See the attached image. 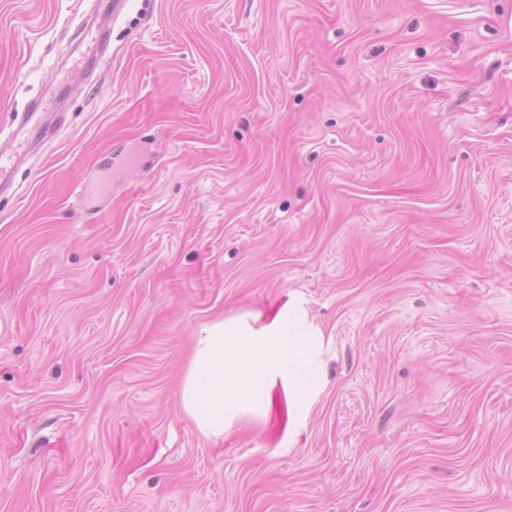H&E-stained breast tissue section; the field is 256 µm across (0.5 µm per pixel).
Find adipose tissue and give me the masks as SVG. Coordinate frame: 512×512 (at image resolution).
<instances>
[{
  "label": "adipose tissue",
  "instance_id": "adipose-tissue-1",
  "mask_svg": "<svg viewBox=\"0 0 512 512\" xmlns=\"http://www.w3.org/2000/svg\"><path fill=\"white\" fill-rule=\"evenodd\" d=\"M308 355L304 332L285 314L253 334L239 321L217 322L197 339L181 390L182 408L208 438L224 435L244 417L269 420L278 388L289 413H300Z\"/></svg>",
  "mask_w": 512,
  "mask_h": 512
}]
</instances>
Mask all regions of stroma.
<instances>
[{"label":"stroma","mask_w":512,"mask_h":512,"mask_svg":"<svg viewBox=\"0 0 512 512\" xmlns=\"http://www.w3.org/2000/svg\"><path fill=\"white\" fill-rule=\"evenodd\" d=\"M0 0V512H512V0ZM122 168L96 204L82 184ZM291 308L305 406L201 435ZM48 108L40 101H33L29 104L27 111L23 113L20 131L23 130V144L25 149L16 156L5 157L0 154V193H4L11 185L8 173L11 166L19 165L34 144L50 140L56 134L52 127L56 120L55 112H46ZM307 337L279 313L246 334L238 320H222L198 336L181 390L183 410L205 437L224 436L241 418L270 419L280 385L288 414L300 413L308 383Z\"/></svg>","instance_id":"obj_1"}]
</instances>
